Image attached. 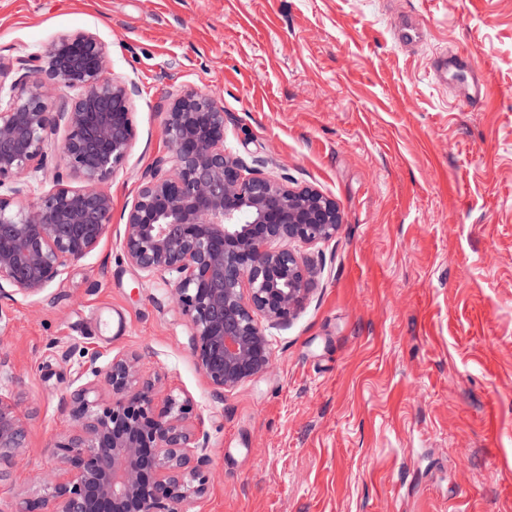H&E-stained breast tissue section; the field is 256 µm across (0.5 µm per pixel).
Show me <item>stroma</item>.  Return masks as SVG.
<instances>
[{
  "instance_id": "1",
  "label": "stroma",
  "mask_w": 512,
  "mask_h": 512,
  "mask_svg": "<svg viewBox=\"0 0 512 512\" xmlns=\"http://www.w3.org/2000/svg\"><path fill=\"white\" fill-rule=\"evenodd\" d=\"M424 39L401 46V24ZM96 33L134 82L136 142L114 211L168 155L183 88L214 95L224 143L335 199L316 289L255 380L214 395L169 288L118 233L37 298L0 301V393L30 447L0 506L41 496L77 427L82 352L140 356L190 398L212 479L189 512H512V0H0V61ZM462 51L477 106L437 80ZM471 59L461 53L449 55L448 58L443 59L440 69L437 70L439 77H446L448 73L458 74L466 72L469 74V80L463 83L456 84L458 95L466 102L480 101L486 97L490 88L483 78L475 74Z\"/></svg>"
}]
</instances>
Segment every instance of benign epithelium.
Instances as JSON below:
<instances>
[{
	"mask_svg": "<svg viewBox=\"0 0 512 512\" xmlns=\"http://www.w3.org/2000/svg\"><path fill=\"white\" fill-rule=\"evenodd\" d=\"M17 64L22 74L0 102V299L40 296L99 247L112 226L107 185L136 137V87L111 75L95 33L62 35ZM50 86L74 92L67 111H53ZM163 132L170 154L124 206L121 250L171 288L196 367L222 396L268 370L270 330L299 314L319 276L302 249L334 239L343 217L330 196L225 148L224 106L208 93L184 88ZM51 152L53 186L31 200L13 182ZM76 381L69 407L80 425L53 444L61 476L14 512H188L210 483L208 434L191 401L159 397V378L143 377L134 353L103 364L88 352ZM102 385L112 399L99 411L90 395ZM27 447L26 418L0 393V481Z\"/></svg>",
	"mask_w": 512,
	"mask_h": 512,
	"instance_id": "7a95c632",
	"label": "benign epithelium"
}]
</instances>
